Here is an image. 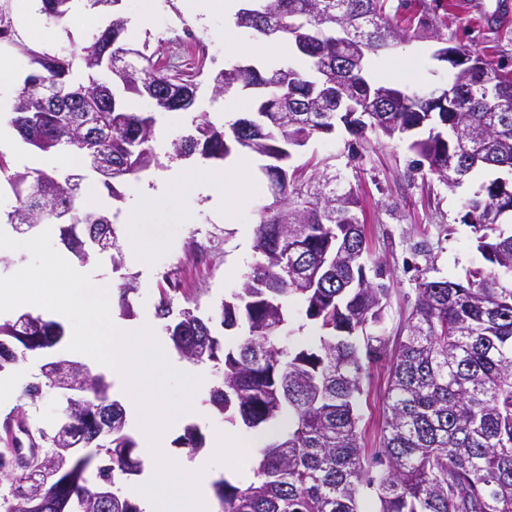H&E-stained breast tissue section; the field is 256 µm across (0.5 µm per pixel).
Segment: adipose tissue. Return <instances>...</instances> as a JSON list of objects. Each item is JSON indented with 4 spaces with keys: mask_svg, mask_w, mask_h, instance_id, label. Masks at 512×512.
<instances>
[{
    "mask_svg": "<svg viewBox=\"0 0 512 512\" xmlns=\"http://www.w3.org/2000/svg\"><path fill=\"white\" fill-rule=\"evenodd\" d=\"M249 158L240 157L224 168L200 167L189 171L187 180H174L158 189L142 188L136 195L130 209L129 221L140 237H149L155 222L174 219L175 214L169 206L173 193L192 184L203 194L223 202L225 210L243 206L250 194L249 186L237 180L239 172L250 169Z\"/></svg>",
    "mask_w": 512,
    "mask_h": 512,
    "instance_id": "obj_1",
    "label": "adipose tissue"
}]
</instances>
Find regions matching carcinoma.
<instances>
[{
	"mask_svg": "<svg viewBox=\"0 0 512 512\" xmlns=\"http://www.w3.org/2000/svg\"><path fill=\"white\" fill-rule=\"evenodd\" d=\"M10 2L0 0V43L23 52L31 71L12 99L9 124L37 152L66 147L107 163L92 170L114 199L121 198L117 184L161 162L152 146L155 119L128 107L107 74L140 98L155 85L172 90L165 101L153 100L162 112L193 111L183 100L204 82L216 96L259 86L277 103L265 111L257 99L259 134L235 121L219 126L201 112L192 119L193 132L173 141L170 153L205 160H222L234 149L257 154L274 189V201L259 212L256 260L220 307L223 328L247 326L239 343L224 347L211 319L176 302L168 277L154 304L180 357L221 370L210 402L225 421L252 430L288 421L286 433L270 435L259 449L254 481L244 488L225 479L214 483L220 512H361L365 487L376 489L379 512H512V229L502 228L503 217L512 216V178L483 183L468 201L463 222L483 264L463 280L429 278L424 270L417 276L406 335L392 354L383 448L375 457L383 469L375 472L360 443L356 400L369 364L385 351L383 335L371 328L380 326L387 305L386 269L373 264L370 279L363 258L344 260V252L365 244L352 191L337 193L334 176L313 191L288 165L295 149L344 121L334 98L309 108L322 68L336 72L340 58L363 73L359 81L346 79L345 98L373 109L370 130L411 138L409 150L417 155L411 168L422 178L446 169L455 186L477 170L512 175V80L492 66L470 73L454 68L459 111L438 112L426 93L364 77L370 59L381 55L377 42L405 37L398 24L403 4L393 0H252L251 15L236 13L237 27L257 32L275 22L282 40L306 39L309 46L300 51L305 68L246 72L236 64L210 70L203 52L189 67L163 68L159 50L147 41L116 47L135 52L128 71L122 57L105 52L100 31L66 51H35L22 43ZM40 2L41 14L61 24L74 0ZM121 2L85 0V7L110 12L125 25ZM343 17L362 30L368 46L356 63L336 39ZM1 177L18 202L7 214L15 231L27 235L60 221L63 245L83 264L102 252L94 234L118 250L117 215L75 206L82 176L15 170L0 154ZM338 197L343 208L326 205ZM292 303L302 305L316 328L315 344H281L304 328L293 326ZM64 337L60 323L31 313L0 323V373L29 354L44 355L43 382L26 383L21 395L34 402L45 385L63 396L55 425L30 426L43 446L32 483L0 464L8 483L0 512H143L121 488L143 470L125 408L104 375L52 356ZM175 443L192 453L203 435L188 425ZM92 468L93 483L87 478ZM104 483L112 490L107 508L98 506Z\"/></svg>",
	"mask_w": 512,
	"mask_h": 512,
	"instance_id": "1",
	"label": "carcinoma"
}]
</instances>
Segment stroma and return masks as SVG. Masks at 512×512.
Returning <instances> with one entry per match:
<instances>
[{
	"mask_svg": "<svg viewBox=\"0 0 512 512\" xmlns=\"http://www.w3.org/2000/svg\"><path fill=\"white\" fill-rule=\"evenodd\" d=\"M466 2L407 0L400 18L429 11L435 18V34L422 38L416 29H409L408 41L372 58V72L401 86L448 83V65L434 59L433 53L451 39L478 49L494 67L512 73V17L489 21L469 11ZM121 7L128 20L126 36L134 42L147 36L174 37L181 31L180 19L189 20L197 37L206 43L208 63L216 70L236 63H254L261 69L302 63L291 44L283 41L276 42L264 60H254L252 49L259 39L242 29L234 34L236 53H228L224 0H212L203 14L189 10L186 0H122ZM12 8L23 43L35 50L65 47L69 39H81L86 32L103 29L109 22L107 15L78 9L60 26L42 16L29 20L26 0H13ZM313 158L336 174L338 188L352 189L358 201L356 213L366 238L367 260L382 264L391 284L381 332L387 344H394L404 336L416 301V266L428 268L434 278H453L478 264L474 235L462 217L467 200L488 175L477 173L453 188L434 178L422 180L410 168L414 155L405 141L370 131L354 135L341 124L332 133L313 137L292 163L305 166L306 176L311 177L316 173L308 165ZM262 163L261 157H254L251 171L244 173V180L250 184L249 201L231 214L215 209L208 196L189 190L180 192L173 206L183 218L156 224L157 244L149 252L146 266L127 262L116 270L109 254L94 257L96 277L106 283L114 316L122 314L120 284L124 278L136 277L139 291L129 297L133 316L152 318L155 335H164L162 321L154 317V302L167 275L178 281L179 299L197 306L201 317L214 315L221 302L239 288L254 260L252 245L258 212L272 201L262 185ZM42 362V356H27L7 374V385L0 388V421L20 410L46 428L55 421V390L45 389L33 406L21 395L22 385L39 374ZM389 371V358L372 362L358 399V431L361 445L370 455L383 446Z\"/></svg>",
	"mask_w": 512,
	"mask_h": 512,
	"instance_id": "stroma-1",
	"label": "stroma"
}]
</instances>
